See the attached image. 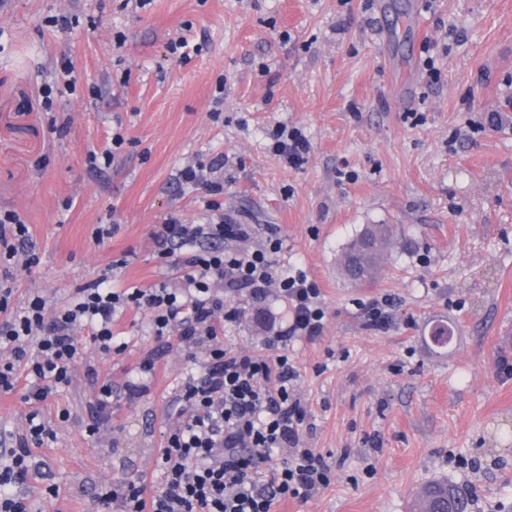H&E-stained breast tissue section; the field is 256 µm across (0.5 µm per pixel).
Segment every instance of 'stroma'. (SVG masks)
Returning <instances> with one entry per match:
<instances>
[{"label": "stroma", "mask_w": 512, "mask_h": 512, "mask_svg": "<svg viewBox=\"0 0 512 512\" xmlns=\"http://www.w3.org/2000/svg\"><path fill=\"white\" fill-rule=\"evenodd\" d=\"M61 15L78 25H49ZM180 35L202 51L171 57ZM64 62L76 89L45 107ZM281 124L311 142L300 167L273 149ZM116 127L127 144L96 174L87 156ZM217 158L224 215L254 225L250 247L275 232L273 262L315 282L325 313L319 336L283 352L307 410L301 445L333 477L274 512H411L435 480L472 490L471 512H512V0H0V210L24 215L38 258L15 301L67 306L116 261L118 286L167 281L153 227L214 219L205 188L178 176ZM369 224L394 236L354 287L340 260ZM382 299L391 321L375 328L361 307ZM230 302L225 349L268 353L287 306ZM440 322L454 330L443 349L429 339ZM114 331L125 346L111 353L76 331L81 358L41 407L51 432L20 487L29 512H108L104 491L154 470L174 390L205 348L153 336L141 309ZM138 379L148 392L88 435L100 384Z\"/></svg>", "instance_id": "1"}]
</instances>
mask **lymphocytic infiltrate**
<instances>
[{"label":"lymphocytic infiltrate","instance_id":"f902f5d3","mask_svg":"<svg viewBox=\"0 0 512 512\" xmlns=\"http://www.w3.org/2000/svg\"><path fill=\"white\" fill-rule=\"evenodd\" d=\"M248 224L219 219L186 224L168 216L156 225L155 242L166 267L179 274L182 287L114 289L104 276L76 291L75 303L48 310L41 296L23 306L12 303L13 290L0 288V344L11 346L13 358L0 364V393L23 389L30 404L44 402L54 385L69 383L78 353L76 327L88 328L102 351L112 349V325L128 307L149 312L155 336L177 334L183 342L206 336L209 348L203 367L189 374L173 400L176 422L155 458L159 486L146 477L108 492L113 512H272L282 500L300 501L330 483L325 458L299 448L298 427L304 416L292 393L294 371L287 355L274 358L226 350L224 325L236 321L237 307L224 303L223 290L248 291L257 302L278 291L291 306V324L279 342L294 337L314 339L322 330L320 290L300 274L275 268L271 256L282 247L269 237L262 248L226 251L228 240H244ZM0 262L31 268L36 258L24 218L0 213ZM37 355H29V341ZM45 423L28 421L15 448L0 454V512H27L13 487L29 471L31 445L40 443ZM280 467H270L273 457Z\"/></svg>","mask_w":512,"mask_h":512}]
</instances>
